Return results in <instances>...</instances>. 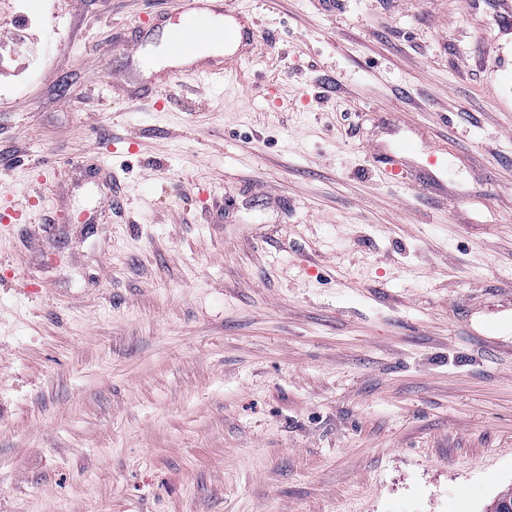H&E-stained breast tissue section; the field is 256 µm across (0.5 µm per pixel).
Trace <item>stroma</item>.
I'll list each match as a JSON object with an SVG mask.
<instances>
[{
	"label": "stroma",
	"mask_w": 512,
	"mask_h": 512,
	"mask_svg": "<svg viewBox=\"0 0 512 512\" xmlns=\"http://www.w3.org/2000/svg\"><path fill=\"white\" fill-rule=\"evenodd\" d=\"M44 4L0 38V512H493L512 0H235L236 82L161 112L126 43L181 0Z\"/></svg>",
	"instance_id": "35a3bbf8"
}]
</instances>
